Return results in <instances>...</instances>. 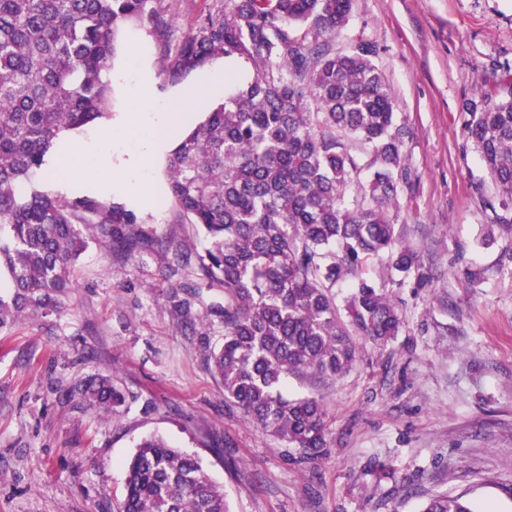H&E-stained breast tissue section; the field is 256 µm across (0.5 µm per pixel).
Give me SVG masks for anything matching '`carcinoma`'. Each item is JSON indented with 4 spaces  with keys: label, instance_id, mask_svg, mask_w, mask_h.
Returning a JSON list of instances; mask_svg holds the SVG:
<instances>
[{
    "label": "carcinoma",
    "instance_id": "carcinoma-1",
    "mask_svg": "<svg viewBox=\"0 0 512 512\" xmlns=\"http://www.w3.org/2000/svg\"><path fill=\"white\" fill-rule=\"evenodd\" d=\"M151 0H0V330L60 314L90 241L130 256L156 240L133 231L136 213L88 197L21 190L59 135L106 115L105 79L120 24L164 14ZM354 0H220L179 44L165 73L175 78L216 56H240L254 77L237 87L168 157L169 191L204 234L203 252L176 247L223 289L211 313L224 339L210 355L224 399L243 418L306 457L325 451V410L284 391L290 375L336 379L357 358L358 334L385 346L403 318L393 292L363 276L421 269L399 243L388 207L406 179L404 127L389 85L364 39L336 45ZM465 134L512 219V76L500 77ZM369 180L359 179L361 171ZM349 282L340 296L336 285ZM77 394L106 413L126 397L108 380ZM119 512H230L200 458L161 436L143 438L126 463ZM420 512H474L463 495L435 494Z\"/></svg>",
    "mask_w": 512,
    "mask_h": 512
}]
</instances>
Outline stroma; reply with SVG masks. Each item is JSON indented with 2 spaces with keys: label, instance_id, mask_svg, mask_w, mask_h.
<instances>
[{
  "label": "stroma",
  "instance_id": "stroma-1",
  "mask_svg": "<svg viewBox=\"0 0 512 512\" xmlns=\"http://www.w3.org/2000/svg\"><path fill=\"white\" fill-rule=\"evenodd\" d=\"M212 5L155 0L171 20L165 38L145 21L121 26L108 116L78 137L104 134L135 108L156 122L215 74L246 83L252 67L239 56L176 79L163 71L165 42ZM359 38L375 45L408 132L396 232L423 268L395 291L404 325L391 344L358 338L341 378H289V395L325 408L324 454L304 457L225 402L208 362L224 335L210 306L223 293L196 268L169 264L172 248L205 242L167 195L162 153L144 201L94 195L133 210L158 247L127 259L91 242L65 311L0 333V512H118L125 463L151 434L200 457L232 512H419L438 493L512 512V229L483 241L496 190L464 133L467 113L512 71V0H354L339 40ZM87 173L80 161H47L24 188L81 197ZM98 375L125 393L119 413L74 396Z\"/></svg>",
  "mask_w": 512,
  "mask_h": 512
}]
</instances>
